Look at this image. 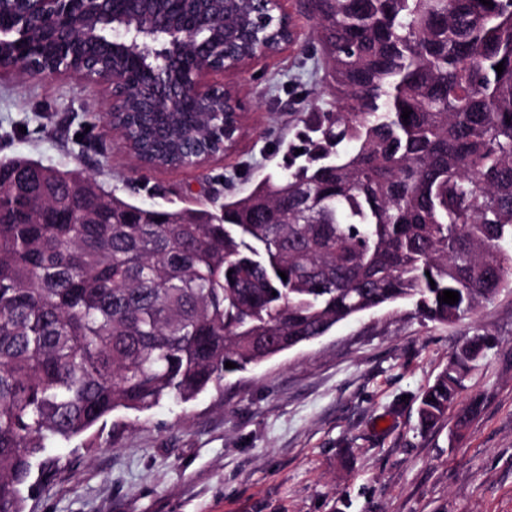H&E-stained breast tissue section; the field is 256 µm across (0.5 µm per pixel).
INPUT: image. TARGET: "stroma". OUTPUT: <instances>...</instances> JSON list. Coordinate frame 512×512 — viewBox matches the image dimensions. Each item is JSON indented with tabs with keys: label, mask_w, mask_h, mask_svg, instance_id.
<instances>
[{
	"label": "stroma",
	"mask_w": 512,
	"mask_h": 512,
	"mask_svg": "<svg viewBox=\"0 0 512 512\" xmlns=\"http://www.w3.org/2000/svg\"><path fill=\"white\" fill-rule=\"evenodd\" d=\"M303 3L284 0L301 42L224 74L245 110L203 168L140 170L103 125L110 88L50 74L0 76V160L81 169L145 206L205 203L217 176L247 193L330 98ZM476 327L496 340L466 381L480 417L461 432L451 412L422 433L419 393ZM55 454L56 466L34 464L26 512H512V287L450 326L404 303L360 314L223 391L114 414Z\"/></svg>",
	"instance_id": "stroma-1"
}]
</instances>
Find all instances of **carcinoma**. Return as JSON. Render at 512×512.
<instances>
[{
  "mask_svg": "<svg viewBox=\"0 0 512 512\" xmlns=\"http://www.w3.org/2000/svg\"><path fill=\"white\" fill-rule=\"evenodd\" d=\"M491 3L306 0L330 107L305 113L282 172L214 208H146L79 169L0 160V512H24L33 461L115 412L222 390L226 376L394 303L454 324L512 283V0ZM115 8L160 49L173 35L153 33L154 16L175 32L192 5ZM255 22L249 0H213L196 40L156 73L113 53L109 32L93 42L97 68L140 87L122 118L139 161L224 151L209 116L224 96L198 109L178 82L226 47L245 59ZM91 29L78 14L67 41L47 43L4 13L0 53L35 73L82 71ZM445 290L458 302L438 301ZM494 346L477 332L454 352L418 396L422 432L442 425ZM481 410L472 397L457 427Z\"/></svg>",
  "mask_w": 512,
  "mask_h": 512,
  "instance_id": "obj_1",
  "label": "carcinoma"
}]
</instances>
